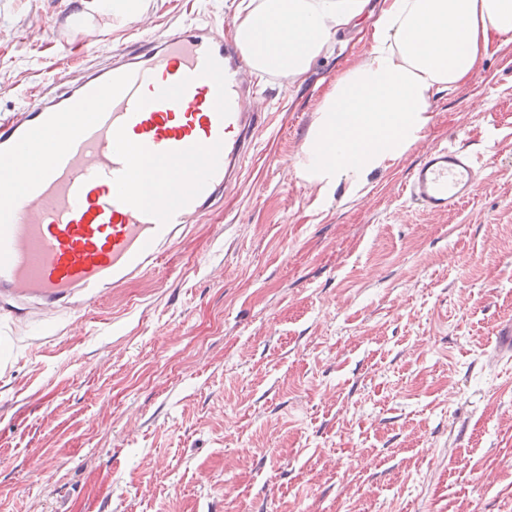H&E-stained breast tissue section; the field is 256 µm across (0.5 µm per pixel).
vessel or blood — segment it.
Wrapping results in <instances>:
<instances>
[{
  "label": "vessel or blood",
  "mask_w": 512,
  "mask_h": 512,
  "mask_svg": "<svg viewBox=\"0 0 512 512\" xmlns=\"http://www.w3.org/2000/svg\"><path fill=\"white\" fill-rule=\"evenodd\" d=\"M247 72L220 26H185L114 52L0 124V306L35 322L44 305L94 300L155 267L244 170L265 125L247 109ZM95 101L94 118L74 122ZM43 149L46 164L30 169ZM141 158L153 168L148 201L134 175ZM479 171L451 143L424 155L405 190L442 215L471 195Z\"/></svg>",
  "instance_id": "obj_1"
}]
</instances>
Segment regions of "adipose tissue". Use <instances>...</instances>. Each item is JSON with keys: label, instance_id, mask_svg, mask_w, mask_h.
Returning a JSON list of instances; mask_svg holds the SVG:
<instances>
[{"label": "adipose tissue", "instance_id": "adipose-tissue-1", "mask_svg": "<svg viewBox=\"0 0 512 512\" xmlns=\"http://www.w3.org/2000/svg\"><path fill=\"white\" fill-rule=\"evenodd\" d=\"M81 19L141 20L145 0H79ZM370 0H250L233 21L250 71L303 82L312 62L335 51ZM512 42V0H383L370 50L337 77L317 108L300 166L320 191L359 183L400 158L427 123L433 96L476 71L491 43Z\"/></svg>", "mask_w": 512, "mask_h": 512}]
</instances>
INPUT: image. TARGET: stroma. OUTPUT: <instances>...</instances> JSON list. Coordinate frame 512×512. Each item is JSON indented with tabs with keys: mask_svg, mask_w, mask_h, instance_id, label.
<instances>
[{
	"mask_svg": "<svg viewBox=\"0 0 512 512\" xmlns=\"http://www.w3.org/2000/svg\"><path fill=\"white\" fill-rule=\"evenodd\" d=\"M0 0V119L166 27L241 0ZM302 85L260 79L241 183L160 268L38 324L0 323V512H512V43L430 103L397 160L320 194L299 172L317 106L369 44ZM459 138L484 180L458 209L402 191ZM78 17L91 20L93 15H110L119 23L139 21L146 11L144 0H78Z\"/></svg>",
	"mask_w": 512,
	"mask_h": 512,
	"instance_id": "obj_1",
	"label": "stroma"
}]
</instances>
